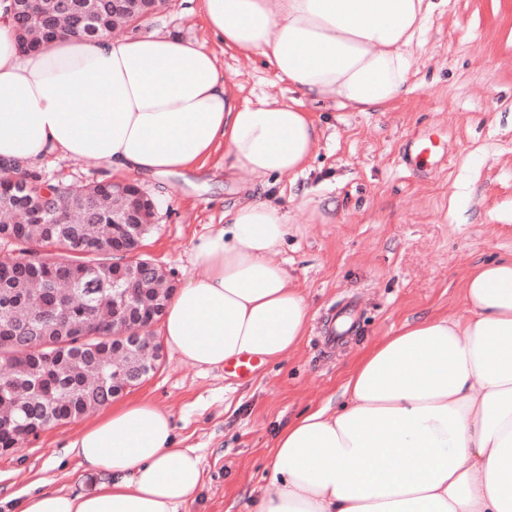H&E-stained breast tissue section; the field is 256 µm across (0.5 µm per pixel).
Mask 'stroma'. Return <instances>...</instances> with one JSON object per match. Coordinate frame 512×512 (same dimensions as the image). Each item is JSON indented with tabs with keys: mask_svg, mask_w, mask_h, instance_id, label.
I'll return each mask as SVG.
<instances>
[{
	"mask_svg": "<svg viewBox=\"0 0 512 512\" xmlns=\"http://www.w3.org/2000/svg\"><path fill=\"white\" fill-rule=\"evenodd\" d=\"M410 49L411 92L382 112L306 103L320 129L308 167L255 179L232 175L216 150L200 168L138 178L157 202L139 253L171 273L193 274L190 250L234 203L280 207L288 235L279 261L310 311L299 347L249 378L200 370L165 353L127 400L146 398L172 415L175 436L203 457L204 485L188 512H250L277 433L304 410L339 397L357 358L405 321L465 314L463 279L480 261L512 254V0H434ZM170 31L206 44L237 102H283L298 93L260 57L227 49L194 0H165L139 34ZM441 134L448 154L434 168L405 165L414 130ZM53 183L80 187L110 179L98 160L55 152L39 160ZM357 309L342 345L322 336L342 303ZM83 420L52 426L0 454V512H17L9 493L38 479L62 491L93 489L67 443Z\"/></svg>",
	"mask_w": 512,
	"mask_h": 512,
	"instance_id": "1",
	"label": "stroma"
}]
</instances>
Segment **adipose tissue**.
Wrapping results in <instances>:
<instances>
[{
  "instance_id": "obj_1",
  "label": "adipose tissue",
  "mask_w": 512,
  "mask_h": 512,
  "mask_svg": "<svg viewBox=\"0 0 512 512\" xmlns=\"http://www.w3.org/2000/svg\"><path fill=\"white\" fill-rule=\"evenodd\" d=\"M212 34L265 58L304 97L353 112L388 108L409 87L412 44L432 0H198ZM319 129L300 104H237L213 52L150 33L67 37L21 52L0 0V158H93L116 179L168 175L224 148L231 172L304 170ZM191 248L198 276L173 294L162 336L201 369L242 356L287 358L309 307L277 256L278 207L247 200ZM462 316L405 322L365 351L340 405L304 411L275 438L252 512H512V256L464 278ZM90 492H19V512H185L203 485L195 448L170 415L128 401L69 442Z\"/></svg>"
}]
</instances>
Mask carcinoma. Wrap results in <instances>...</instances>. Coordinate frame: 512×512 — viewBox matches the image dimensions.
Here are the masks:
<instances>
[{"label": "carcinoma", "mask_w": 512, "mask_h": 512, "mask_svg": "<svg viewBox=\"0 0 512 512\" xmlns=\"http://www.w3.org/2000/svg\"><path fill=\"white\" fill-rule=\"evenodd\" d=\"M164 0H13V26L47 45L65 36L94 40L157 13ZM75 15L89 27L72 31ZM15 182L11 197L0 193V243L19 246L0 264V446L12 450L60 421L75 420L110 403L146 361L130 339L112 337L128 317L151 325L146 298L171 288L140 271L135 256L148 230L155 202L125 184L93 188L52 184L19 160H0V182ZM124 218V247L131 281L144 299H125L101 271L112 260V216ZM75 265L92 270L72 286L59 275Z\"/></svg>", "instance_id": "1"}]
</instances>
